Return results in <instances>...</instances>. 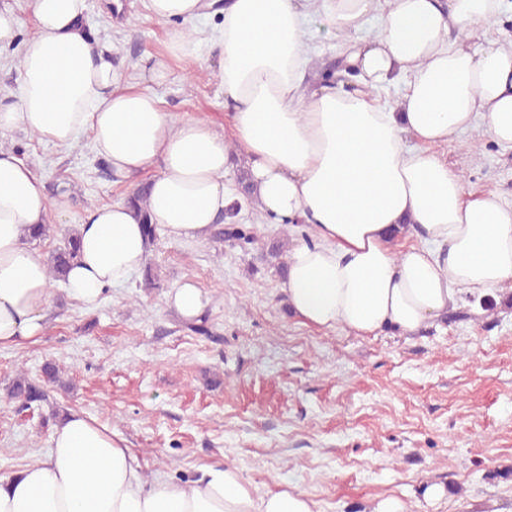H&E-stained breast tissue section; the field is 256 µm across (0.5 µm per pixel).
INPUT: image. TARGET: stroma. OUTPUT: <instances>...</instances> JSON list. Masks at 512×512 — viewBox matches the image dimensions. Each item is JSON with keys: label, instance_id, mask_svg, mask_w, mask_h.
Returning a JSON list of instances; mask_svg holds the SVG:
<instances>
[{"label": "stroma", "instance_id": "35a3bbf8", "mask_svg": "<svg viewBox=\"0 0 512 512\" xmlns=\"http://www.w3.org/2000/svg\"><path fill=\"white\" fill-rule=\"evenodd\" d=\"M20 22L21 38L0 45V95L16 89L22 40L33 31L31 0H0ZM86 30L112 45L123 63L158 52L174 23L151 17L146 0H86ZM200 67L173 66L157 93L168 111L224 125V90L215 51L199 49ZM0 146L21 151L48 196L70 192L67 224L53 225L33 249L62 246L91 205L120 202L129 191L101 169L90 137L65 150L14 131ZM464 172L468 192L512 203V147L483 127L439 146ZM240 221L256 237L239 247L212 238L161 235L126 284L94 308L55 282L48 328L37 342L0 346V475L43 455L53 427L78 411L118 431L139 455L147 478L182 484L210 464L236 466L256 493L293 484L320 512H372L385 496L409 512H512V301L506 292L469 298L465 321L438 319L412 336L387 328L353 336L302 324L281 291L283 258H266L279 239L302 228L270 224L254 209ZM208 298L211 335L198 336L166 305L179 282ZM63 369L40 408L19 410L7 390L17 374ZM445 489L430 504L425 488Z\"/></svg>", "mask_w": 512, "mask_h": 512}]
</instances>
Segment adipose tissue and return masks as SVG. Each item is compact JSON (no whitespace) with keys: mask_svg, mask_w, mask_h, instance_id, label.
I'll list each match as a JSON object with an SVG mask.
<instances>
[{"mask_svg":"<svg viewBox=\"0 0 512 512\" xmlns=\"http://www.w3.org/2000/svg\"><path fill=\"white\" fill-rule=\"evenodd\" d=\"M504 0H226L207 31L204 0H148L181 21L164 52L130 76L89 37L85 0H32L15 93L0 99V136L23 129L63 149L91 133L116 183L146 187L152 223L174 240L206 237L235 200L224 182L243 157L253 205L276 224L300 220L307 240L281 284L308 326L412 335L465 292L512 288V205L471 196L437 148L482 119L512 144V42L461 33ZM335 38L353 89L310 88L314 31ZM210 40L224 89L223 129L167 112L154 91L172 63L198 62ZM395 101L379 96L395 83ZM69 192L48 198L34 168L0 148V345L43 336L52 284L29 248L30 225L66 222ZM69 296L96 306L146 263L151 244L126 203L87 208ZM0 512H317L304 491L256 494L236 467L199 468L187 484L146 479L119 433L75 411L47 454L0 476Z\"/></svg>","mask_w":512,"mask_h":512,"instance_id":"obj_1","label":"adipose tissue"}]
</instances>
